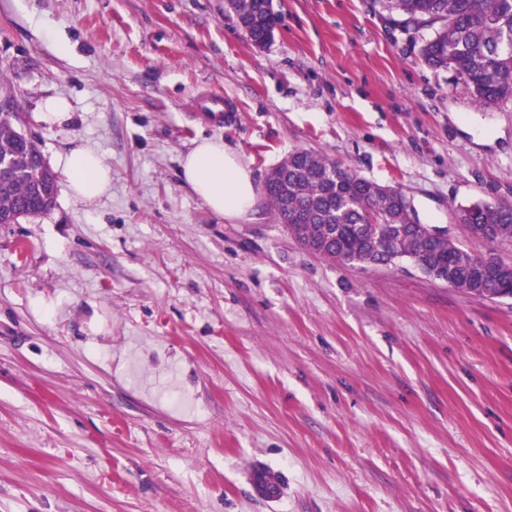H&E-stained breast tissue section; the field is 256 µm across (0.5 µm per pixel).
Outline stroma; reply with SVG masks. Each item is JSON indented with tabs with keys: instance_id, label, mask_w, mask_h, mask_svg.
<instances>
[{
	"instance_id": "35a3bbf8",
	"label": "stroma",
	"mask_w": 512,
	"mask_h": 512,
	"mask_svg": "<svg viewBox=\"0 0 512 512\" xmlns=\"http://www.w3.org/2000/svg\"><path fill=\"white\" fill-rule=\"evenodd\" d=\"M273 5L258 48L226 0H0L20 130L112 169L0 225V512H512V299L320 257L180 177L204 137L259 186L306 149L482 252L455 210L512 203V100L473 104L376 0ZM64 173L70 194L82 202L92 203L109 193L111 168L92 150L76 147L64 162Z\"/></svg>"
}]
</instances>
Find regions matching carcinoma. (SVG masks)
Wrapping results in <instances>:
<instances>
[{"label":"carcinoma","instance_id":"obj_1","mask_svg":"<svg viewBox=\"0 0 512 512\" xmlns=\"http://www.w3.org/2000/svg\"><path fill=\"white\" fill-rule=\"evenodd\" d=\"M402 16L406 32L420 35V53L434 69L452 71L472 102L490 106L512 99V0H378ZM245 26L251 43L265 46L279 15L272 0H227ZM38 143L18 131L15 120L0 115V212L37 218L49 211L58 182L34 165ZM283 176L268 181L267 197L275 219L297 225L302 240L319 255L375 266L398 260H424L446 273L457 288L482 293L494 286L474 268V256L449 238L432 239L418 231H398L405 215L397 190L371 182L312 151L297 150L277 165ZM380 218L366 224V210ZM470 224H486L491 235L512 239V204L477 202L465 207Z\"/></svg>","mask_w":512,"mask_h":512}]
</instances>
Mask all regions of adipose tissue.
I'll return each mask as SVG.
<instances>
[{"label":"adipose tissue","mask_w":512,"mask_h":512,"mask_svg":"<svg viewBox=\"0 0 512 512\" xmlns=\"http://www.w3.org/2000/svg\"><path fill=\"white\" fill-rule=\"evenodd\" d=\"M70 194L91 203L109 193L110 167L92 150L73 149L64 162ZM180 176L194 194L215 214L235 219L249 213L257 187L240 156L223 140L204 138L182 157Z\"/></svg>","instance_id":"obj_1"}]
</instances>
